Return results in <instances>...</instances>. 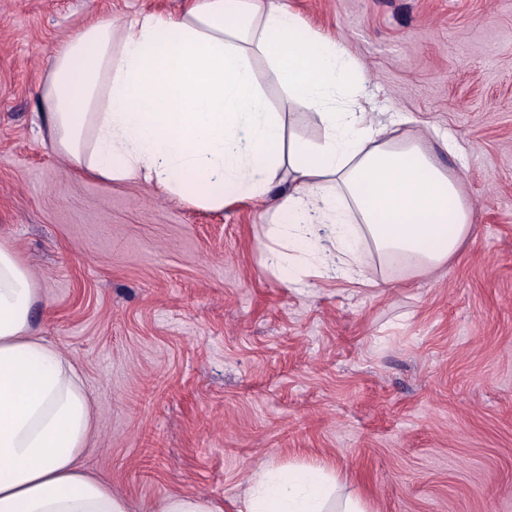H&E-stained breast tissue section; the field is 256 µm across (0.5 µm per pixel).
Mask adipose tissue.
Here are the masks:
<instances>
[{"label":"adipose tissue","instance_id":"adipose-tissue-1","mask_svg":"<svg viewBox=\"0 0 512 512\" xmlns=\"http://www.w3.org/2000/svg\"><path fill=\"white\" fill-rule=\"evenodd\" d=\"M267 66L258 79L255 65ZM311 113L323 134L286 135L263 87ZM365 77L336 40L283 0H184L175 13L88 22L56 51L38 127L84 175L142 181L163 196L223 209L290 176L261 243L265 268L297 281L298 264L368 283L364 253L422 275L442 272L473 225L445 135L409 138L406 118L361 104ZM32 272L0 242V512H131L79 460L93 431L77 365L38 336ZM238 512H367L322 466L252 468Z\"/></svg>","mask_w":512,"mask_h":512}]
</instances>
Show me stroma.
Instances as JSON below:
<instances>
[{"instance_id": "stroma-1", "label": "stroma", "mask_w": 512, "mask_h": 512, "mask_svg": "<svg viewBox=\"0 0 512 512\" xmlns=\"http://www.w3.org/2000/svg\"><path fill=\"white\" fill-rule=\"evenodd\" d=\"M363 68L403 131L453 136L473 231L434 277L287 284L261 264L273 197L223 210L72 171L36 124L91 17L181 0H0V239L33 270L39 336L91 397L85 470L148 512H235L260 462L326 463L371 512H512V0H285ZM204 492L195 494L173 493L158 501L151 512H222Z\"/></svg>"}]
</instances>
